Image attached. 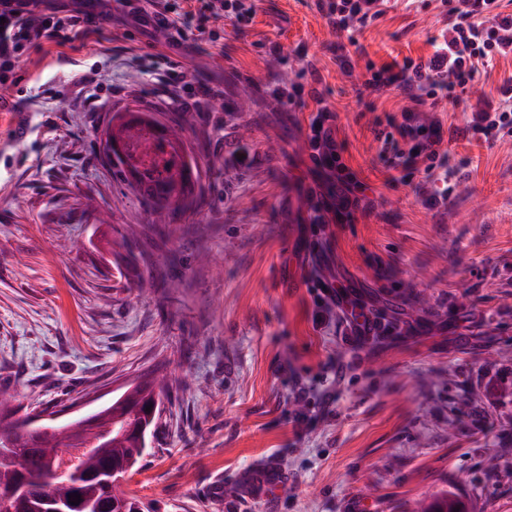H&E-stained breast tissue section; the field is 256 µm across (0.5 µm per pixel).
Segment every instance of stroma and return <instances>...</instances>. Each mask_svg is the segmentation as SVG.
Listing matches in <instances>:
<instances>
[{"mask_svg":"<svg viewBox=\"0 0 512 512\" xmlns=\"http://www.w3.org/2000/svg\"><path fill=\"white\" fill-rule=\"evenodd\" d=\"M89 7L109 16L99 43L29 50V99L0 112V390L16 419L64 422L164 376L127 485L160 512H413L440 492L512 512V137L451 143L453 191L431 208L426 174L382 156L409 100L356 92L368 64L430 53L438 7L390 10L349 73L315 0L209 20L213 46L152 38L118 0ZM103 47L99 84L73 85ZM173 65L215 97L179 93ZM296 84L336 113L369 214L312 223L310 110L272 95ZM133 104L181 123L199 162L201 198L169 224L104 159L103 129ZM333 284L372 336H354Z\"/></svg>","mask_w":512,"mask_h":512,"instance_id":"35a3bbf8","label":"stroma"}]
</instances>
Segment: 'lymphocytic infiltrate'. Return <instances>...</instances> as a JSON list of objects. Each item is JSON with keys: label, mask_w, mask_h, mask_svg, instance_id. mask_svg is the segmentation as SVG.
I'll return each instance as SVG.
<instances>
[{"label": "lymphocytic infiltrate", "mask_w": 512, "mask_h": 512, "mask_svg": "<svg viewBox=\"0 0 512 512\" xmlns=\"http://www.w3.org/2000/svg\"><path fill=\"white\" fill-rule=\"evenodd\" d=\"M136 23L162 34L167 42L214 41L207 28L210 18L234 11L237 17H251L253 0H125ZM318 11L336 32L346 34L347 48L336 62L343 71L353 68L351 49L358 37L391 9V0H316ZM445 26L428 39L430 55L417 59L391 58L368 67L358 90L371 96L387 89L401 92L411 105L393 121V136L384 145L390 149L392 167L433 171L443 166L449 151L443 143L440 112L455 110L467 91L486 76L503 57L512 56V13L502 0H440ZM106 17L75 7L65 9L53 0H0V89L19 84L17 64L31 48H74L76 43L95 40ZM276 99L316 105L307 126L310 159L319 169L330 192L314 207L313 223H328L330 215L353 219L355 212H369L367 187L340 161L336 140V115L325 105L317 90L300 88L275 90ZM472 117L464 126L454 127L452 138L487 145L512 136V77L471 104Z\"/></svg>", "instance_id": "f902f5d3"}]
</instances>
